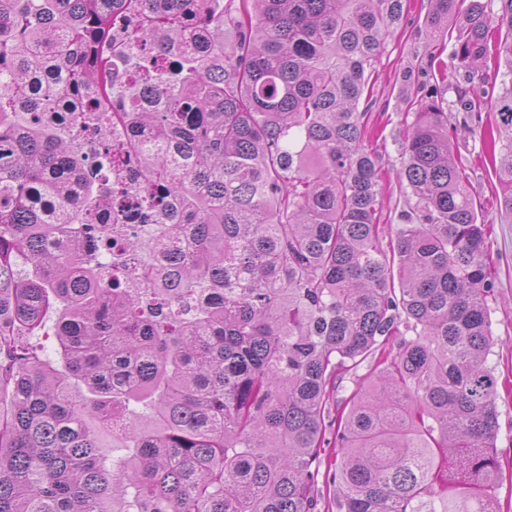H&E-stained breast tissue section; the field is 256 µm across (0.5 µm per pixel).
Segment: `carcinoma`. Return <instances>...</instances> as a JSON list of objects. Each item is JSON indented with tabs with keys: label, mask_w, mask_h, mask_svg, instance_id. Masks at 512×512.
I'll use <instances>...</instances> for the list:
<instances>
[{
	"label": "carcinoma",
	"mask_w": 512,
	"mask_h": 512,
	"mask_svg": "<svg viewBox=\"0 0 512 512\" xmlns=\"http://www.w3.org/2000/svg\"><path fill=\"white\" fill-rule=\"evenodd\" d=\"M457 2L424 23L453 24L467 72L506 62L501 94L458 104L497 112L512 218V0ZM403 17L0 0V512H320L321 481L338 512H500L488 228L436 86L382 245L359 105ZM370 357L365 360L356 371H350L348 373L339 374L336 381V389L334 392V402L332 405V409L335 408L336 403L340 406H343L350 396V393L355 385L354 381H363L367 379L371 373L370 366Z\"/></svg>",
	"instance_id": "1"
}]
</instances>
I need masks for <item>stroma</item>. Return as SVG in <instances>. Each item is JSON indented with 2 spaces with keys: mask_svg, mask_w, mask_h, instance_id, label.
I'll return each instance as SVG.
<instances>
[{
  "mask_svg": "<svg viewBox=\"0 0 512 512\" xmlns=\"http://www.w3.org/2000/svg\"><path fill=\"white\" fill-rule=\"evenodd\" d=\"M428 9V0H406L403 22L386 37L371 79L373 89L368 105L371 145L379 154L385 175L384 213L393 225L398 224L399 215L406 208L404 189L397 173L402 165L405 135L413 120L410 102L418 86L430 79V57L447 61L452 52L448 29L434 34L425 27L424 16ZM453 148L470 168L480 217L491 231V272L496 293L490 308L496 344L489 364L503 384L496 398L497 446L503 451L497 497L506 510L512 507V391L504 387L505 382H512V220L506 218L497 205L500 188L491 165V145L482 131L473 132L468 127L458 126Z\"/></svg>",
  "mask_w": 512,
  "mask_h": 512,
  "instance_id": "35a3bbf8",
  "label": "stroma"
}]
</instances>
